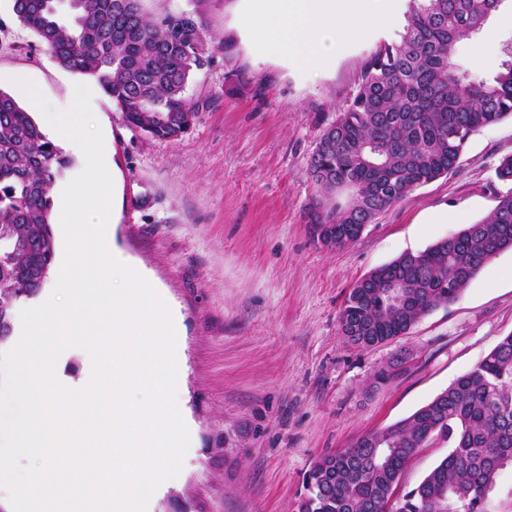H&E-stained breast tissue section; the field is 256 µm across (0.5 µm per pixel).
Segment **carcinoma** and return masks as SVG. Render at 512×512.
<instances>
[{
    "instance_id": "cac0c4a2",
    "label": "carcinoma",
    "mask_w": 512,
    "mask_h": 512,
    "mask_svg": "<svg viewBox=\"0 0 512 512\" xmlns=\"http://www.w3.org/2000/svg\"><path fill=\"white\" fill-rule=\"evenodd\" d=\"M143 0H12L17 20L64 69L93 78L124 124L177 140L198 112L186 88L210 49L207 6L150 17ZM402 31L366 61L345 111L309 160L315 193L305 220L317 241L362 226L420 186L454 173L469 139L512 117V43L495 74L476 81L454 61L507 0H406ZM66 166L59 148L0 89V321L50 281L55 259L51 188ZM512 250V194L491 213L423 251L362 277L340 311L348 345L403 336L457 300L480 270ZM453 447L413 489L402 476L435 439ZM512 463V333L410 416L316 459L297 512H484L499 470Z\"/></svg>"
}]
</instances>
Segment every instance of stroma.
<instances>
[{"mask_svg":"<svg viewBox=\"0 0 512 512\" xmlns=\"http://www.w3.org/2000/svg\"><path fill=\"white\" fill-rule=\"evenodd\" d=\"M258 7L212 0V50L186 88L199 112L182 138L127 127L108 96L92 107L114 162V243L180 319L190 458L153 512L186 502L191 512H296L317 458L427 405L512 333L509 250L406 336L364 351L346 345L339 313L359 279L482 220L512 193L495 174L512 154V119L474 135L455 173L414 190L358 241L323 248L304 220L310 156L398 26L343 48L335 69L314 74L249 29ZM488 26L494 39L458 46V62L481 78L512 42V8ZM21 68L37 73L56 109L80 81L0 0V73ZM386 366L390 379L377 380Z\"/></svg>","mask_w":512,"mask_h":512,"instance_id":"stroma-1","label":"stroma"}]
</instances>
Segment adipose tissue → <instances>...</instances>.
<instances>
[{
  "label": "adipose tissue",
  "mask_w": 512,
  "mask_h": 512,
  "mask_svg": "<svg viewBox=\"0 0 512 512\" xmlns=\"http://www.w3.org/2000/svg\"><path fill=\"white\" fill-rule=\"evenodd\" d=\"M251 20L275 49L292 54L311 71L336 63V50L370 38L395 20L393 0H261Z\"/></svg>",
  "instance_id": "1"
}]
</instances>
